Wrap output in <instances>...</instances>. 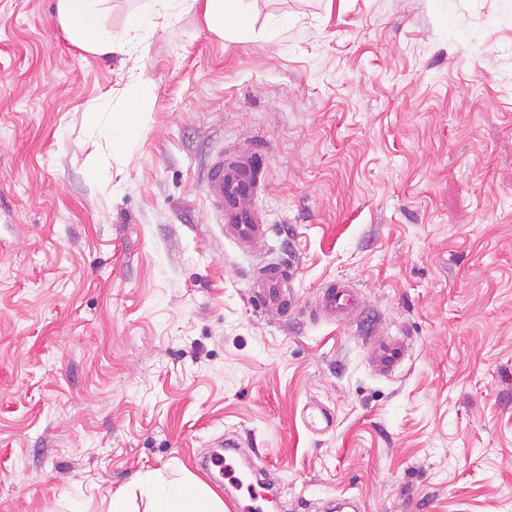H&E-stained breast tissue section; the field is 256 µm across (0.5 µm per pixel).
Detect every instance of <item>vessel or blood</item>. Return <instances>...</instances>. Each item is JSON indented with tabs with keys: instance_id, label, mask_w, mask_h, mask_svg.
<instances>
[{
	"instance_id": "b4317fda",
	"label": "vessel or blood",
	"mask_w": 512,
	"mask_h": 512,
	"mask_svg": "<svg viewBox=\"0 0 512 512\" xmlns=\"http://www.w3.org/2000/svg\"><path fill=\"white\" fill-rule=\"evenodd\" d=\"M264 162L262 152H245L226 160L216 159L206 171L204 191L216 210L224 236L242 247L264 245L270 232L254 206ZM295 271L291 263L262 262L253 268L250 283L266 305L285 312L293 307L285 290ZM316 306L323 317L344 323L354 316L358 302L348 283L332 281L321 288ZM366 343L371 366L381 375L397 371L411 351V344L404 336H370ZM305 422L312 432L322 434L333 430L335 416L316 402L309 406Z\"/></svg>"
}]
</instances>
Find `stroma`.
I'll return each instance as SVG.
<instances>
[{
    "label": "stroma",
    "mask_w": 512,
    "mask_h": 512,
    "mask_svg": "<svg viewBox=\"0 0 512 512\" xmlns=\"http://www.w3.org/2000/svg\"><path fill=\"white\" fill-rule=\"evenodd\" d=\"M112 0L103 58L55 0H0V512H99L215 439L262 453L264 512H512V0ZM151 10L150 29L127 27ZM144 95L136 145L85 115ZM258 147L265 248L229 243L210 162ZM293 260L292 311L249 270ZM412 340L376 374L322 285ZM312 401L334 431L303 424ZM239 0H207L206 17L217 30L229 28L235 32L247 27V18L238 8ZM316 306L323 317L344 323L354 316L358 302L354 289L347 282L333 280L320 289Z\"/></svg>",
    "instance_id": "obj_1"
}]
</instances>
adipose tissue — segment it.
<instances>
[{"label":"adipose tissue","instance_id":"ef3b65f1","mask_svg":"<svg viewBox=\"0 0 512 512\" xmlns=\"http://www.w3.org/2000/svg\"><path fill=\"white\" fill-rule=\"evenodd\" d=\"M111 10V0H56V15L68 37L84 51L100 57L130 49L129 43L105 27ZM95 110L107 117L98 125V135L111 142L113 151L130 149L135 143L137 113L113 112L104 102L96 104ZM140 491L147 502L146 512H224L223 501L197 481H170L150 473Z\"/></svg>","mask_w":512,"mask_h":512}]
</instances>
